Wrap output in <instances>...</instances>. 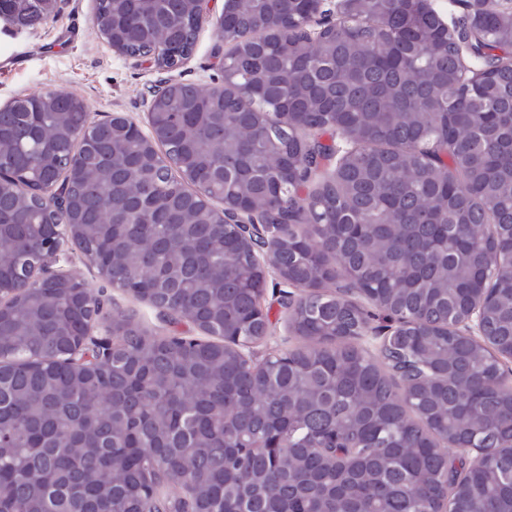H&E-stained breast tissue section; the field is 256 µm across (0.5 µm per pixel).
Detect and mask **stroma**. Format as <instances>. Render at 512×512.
Here are the masks:
<instances>
[{"instance_id":"stroma-1","label":"stroma","mask_w":512,"mask_h":512,"mask_svg":"<svg viewBox=\"0 0 512 512\" xmlns=\"http://www.w3.org/2000/svg\"><path fill=\"white\" fill-rule=\"evenodd\" d=\"M223 3L213 0V17L220 14ZM94 6V0H58L56 15L33 28L14 31L0 24V106L35 92L64 89L85 102L91 119L121 115L141 124L152 91L167 80L222 86L213 17L202 23L191 57L171 73L150 59L114 52L92 24ZM57 266L79 274L95 292L111 299L113 308L134 314L149 331L165 335V324L148 302L101 280L75 246L66 247ZM276 281V275L267 278L263 306L272 327L270 335L254 347L260 358L298 344L288 331Z\"/></svg>"}]
</instances>
